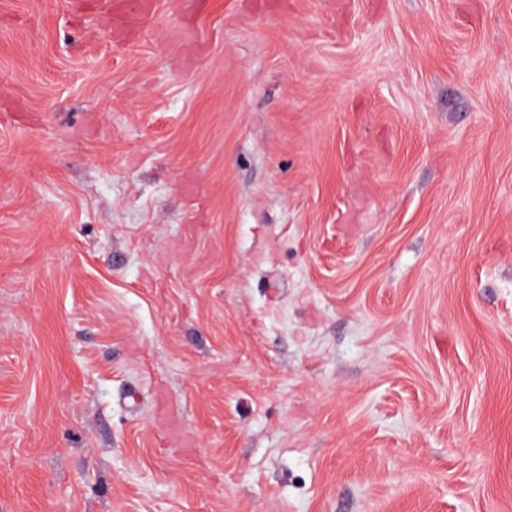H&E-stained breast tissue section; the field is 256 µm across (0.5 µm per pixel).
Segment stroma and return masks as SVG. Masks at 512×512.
<instances>
[{
    "label": "stroma",
    "instance_id": "stroma-1",
    "mask_svg": "<svg viewBox=\"0 0 512 512\" xmlns=\"http://www.w3.org/2000/svg\"><path fill=\"white\" fill-rule=\"evenodd\" d=\"M0 0V512H512V0ZM101 13L107 21L114 19L122 14L130 16L137 22L139 28L151 26L155 19V2L153 0H99Z\"/></svg>",
    "mask_w": 512,
    "mask_h": 512
}]
</instances>
